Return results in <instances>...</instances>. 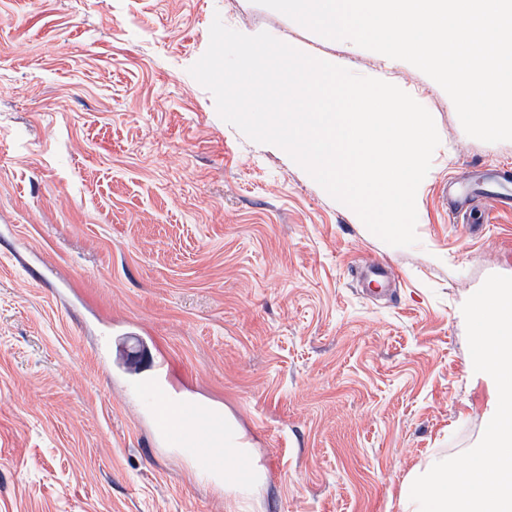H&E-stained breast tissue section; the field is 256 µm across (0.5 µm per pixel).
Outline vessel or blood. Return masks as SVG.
Returning <instances> with one entry per match:
<instances>
[{
	"label": "vessel or blood",
	"mask_w": 512,
	"mask_h": 512,
	"mask_svg": "<svg viewBox=\"0 0 512 512\" xmlns=\"http://www.w3.org/2000/svg\"><path fill=\"white\" fill-rule=\"evenodd\" d=\"M512 203V172L504 170L448 183V217L456 224H470L487 202ZM149 411L161 441L171 448L186 449L196 467L225 485L249 482L251 465L237 455L240 439L230 438L218 409L175 399L155 387L145 388Z\"/></svg>",
	"instance_id": "vessel-or-blood-1"
}]
</instances>
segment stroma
I'll return each mask as SVG.
<instances>
[{
    "mask_svg": "<svg viewBox=\"0 0 512 512\" xmlns=\"http://www.w3.org/2000/svg\"><path fill=\"white\" fill-rule=\"evenodd\" d=\"M397 85L440 136L393 247L190 74L214 18ZM512 168L402 60L255 0H0V512H400L432 455L495 413L462 305L512 276V210L452 224L442 189ZM395 274L388 296L362 284ZM169 386L254 433L245 492L154 435Z\"/></svg>",
    "mask_w": 512,
    "mask_h": 512,
    "instance_id": "1",
    "label": "stroma"
}]
</instances>
